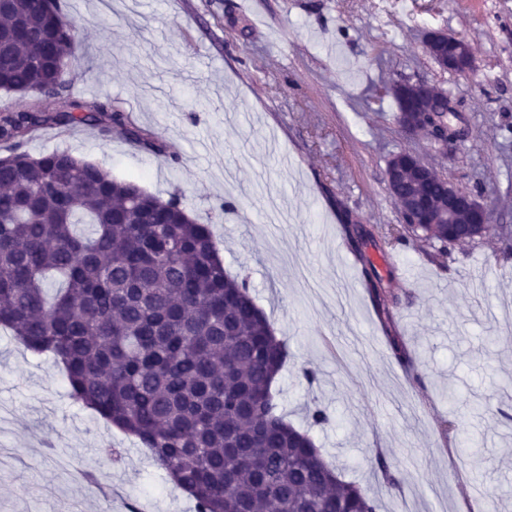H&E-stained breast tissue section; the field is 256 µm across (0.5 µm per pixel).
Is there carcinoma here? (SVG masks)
Instances as JSON below:
<instances>
[{
  "instance_id": "obj_1",
  "label": "carcinoma",
  "mask_w": 512,
  "mask_h": 512,
  "mask_svg": "<svg viewBox=\"0 0 512 512\" xmlns=\"http://www.w3.org/2000/svg\"><path fill=\"white\" fill-rule=\"evenodd\" d=\"M77 20L52 0H0V91L54 98L0 108V327L61 365L69 397L132 436L195 512H377L312 437L279 412L272 385L288 361L244 281L224 270L210 225L68 149L21 151L39 128L88 126L159 146L123 113L71 91ZM379 313L383 278L363 250L374 235L339 209ZM89 224L81 234L76 225ZM448 254V225L403 227L389 247ZM373 465L386 488L397 466Z\"/></svg>"
}]
</instances>
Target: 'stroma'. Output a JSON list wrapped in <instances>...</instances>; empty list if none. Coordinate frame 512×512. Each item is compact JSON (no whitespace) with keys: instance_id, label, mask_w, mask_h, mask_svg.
<instances>
[{"instance_id":"35a3bbf8","label":"stroma","mask_w":512,"mask_h":512,"mask_svg":"<svg viewBox=\"0 0 512 512\" xmlns=\"http://www.w3.org/2000/svg\"><path fill=\"white\" fill-rule=\"evenodd\" d=\"M81 25L72 91L110 101L156 152L120 131L47 127L25 151L66 148L136 180L162 199L184 195L211 225L230 273L251 293L288 363L276 388L288 422L310 429L346 480L376 491L378 512H512V0H59ZM467 40L475 71L441 72L424 34ZM426 80L446 89L468 129L442 150L406 135L382 86ZM417 152L491 212L492 237L453 246L367 253L399 302L382 320L338 218L398 225L384 170L391 153ZM420 363L408 380L393 340ZM318 379L307 383L302 370ZM457 402H449L447 387ZM331 420L309 426L305 408ZM0 512H194L143 448L66 394L59 366L0 332ZM464 417L481 454L462 462L449 421ZM123 449L112 464L103 443ZM394 460L402 484L381 489L370 462ZM73 467L123 488L106 502Z\"/></svg>"}]
</instances>
